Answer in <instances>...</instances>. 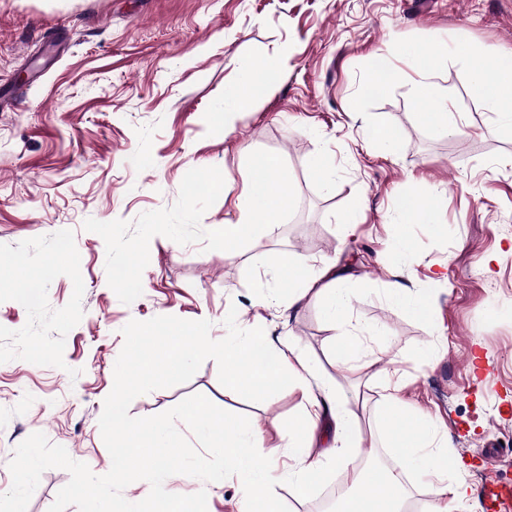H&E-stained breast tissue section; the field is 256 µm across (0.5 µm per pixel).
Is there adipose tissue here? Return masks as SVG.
<instances>
[{
    "mask_svg": "<svg viewBox=\"0 0 512 512\" xmlns=\"http://www.w3.org/2000/svg\"><path fill=\"white\" fill-rule=\"evenodd\" d=\"M396 52L413 76L410 80L417 102L428 104L420 118L436 134H456L459 130L453 100L441 93L430 67L432 60L457 54L466 61V79L494 121L512 129V53L479 47L466 41L454 46L399 43ZM281 64L246 65L240 77L224 87V110L241 112L267 96L278 84ZM279 272L288 280V301L297 303L310 290L323 298L329 321L343 324L350 308L351 296L344 278L335 273L329 261L315 263L297 253L284 254L278 262ZM224 393L231 396L248 390L266 398L280 386H299L306 399L300 420L304 434L289 432L286 451L292 461L287 477L297 497H304L308 482L324 461L341 468L349 491L340 498L336 512H408L406 478L424 479L430 512H459L472 501L474 489L459 477V462L444 444L433 421L418 425L410 439L394 443V464L389 468H364L358 459L365 437L358 422L345 408L346 398L335 386L324 382L296 350L285 351L273 346L262 335H224ZM334 424L333 444L329 455L312 451L314 432L321 417Z\"/></svg>",
    "mask_w": 512,
    "mask_h": 512,
    "instance_id": "adipose-tissue-1",
    "label": "adipose tissue"
}]
</instances>
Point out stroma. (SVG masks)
<instances>
[{
  "mask_svg": "<svg viewBox=\"0 0 512 512\" xmlns=\"http://www.w3.org/2000/svg\"><path fill=\"white\" fill-rule=\"evenodd\" d=\"M459 37L512 52V0H0V495L16 447L35 432L94 474L110 470L99 418L122 329L160 315L209 321L215 340L233 322L292 341L347 396L366 462L392 457L382 372L397 368L410 416L437 421L474 489L488 480L512 489V132L491 121L454 57L438 64L437 82L462 115L459 134L418 121L406 80L364 92L395 41ZM279 59L276 89L225 123L224 86L239 65ZM379 117L398 154L367 139ZM258 149L283 157L297 194L278 235L237 251L153 237L142 294L123 304L107 283L105 243L85 220L131 222L170 207L187 171L215 166L224 187L201 219L212 229L235 218ZM318 155L335 170L329 182L311 169ZM425 184L438 190L437 235L391 222L400 199ZM356 204L360 222L341 230ZM402 232L414 248L399 261L389 245ZM287 250L347 276L344 325L326 319L317 292L289 305L278 274ZM390 283L424 290L433 324L392 308ZM343 333L363 347L351 375L334 360ZM194 394L255 421L263 454L287 467L283 436L301 388L229 398L209 359L189 382L136 397L129 413L155 415ZM342 483L327 466L305 498L283 483L274 492L289 512H327L325 497ZM167 489L206 491L207 512L240 508L232 481L177 474Z\"/></svg>",
  "mask_w": 512,
  "mask_h": 512,
  "instance_id": "stroma-1",
  "label": "stroma"
}]
</instances>
